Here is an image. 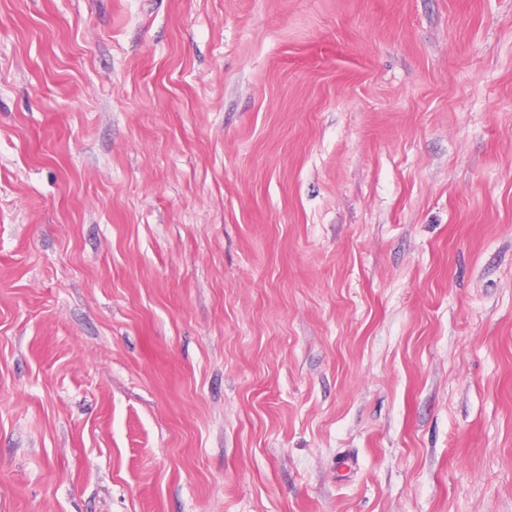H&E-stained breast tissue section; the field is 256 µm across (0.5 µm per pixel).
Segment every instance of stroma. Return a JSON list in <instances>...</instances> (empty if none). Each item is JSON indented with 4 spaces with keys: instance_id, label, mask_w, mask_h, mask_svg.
Listing matches in <instances>:
<instances>
[{
    "instance_id": "35a3bbf8",
    "label": "stroma",
    "mask_w": 512,
    "mask_h": 512,
    "mask_svg": "<svg viewBox=\"0 0 512 512\" xmlns=\"http://www.w3.org/2000/svg\"><path fill=\"white\" fill-rule=\"evenodd\" d=\"M0 512H512V0H0Z\"/></svg>"
}]
</instances>
